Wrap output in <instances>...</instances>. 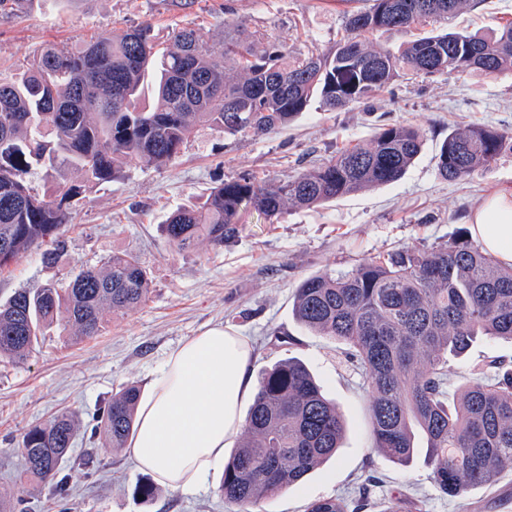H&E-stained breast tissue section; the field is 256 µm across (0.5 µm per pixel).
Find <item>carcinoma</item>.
<instances>
[{"label": "carcinoma", "instance_id": "cac0c4a2", "mask_svg": "<svg viewBox=\"0 0 512 512\" xmlns=\"http://www.w3.org/2000/svg\"><path fill=\"white\" fill-rule=\"evenodd\" d=\"M470 0H372L346 14L344 34L325 54L293 55L245 22L224 23L216 51L201 28H172L166 36L144 21L120 35L80 47L50 45L26 67L0 75V270L41 252L54 265L65 249L62 230L85 188L109 183L140 159H177L191 131L208 126L228 136L274 133L318 101L326 111L369 98L403 75L512 73V22L491 37L467 32L424 35L396 51L365 41L374 31L407 29L448 19ZM238 78L226 76L227 66ZM155 74L156 104L135 100ZM420 131L406 124L378 128L310 170L257 182L239 176L207 197L174 211L164 225L180 250L205 238L215 247L239 237L241 215L271 220L288 206L315 208L399 181L421 151ZM512 151V132L472 125L448 133L437 156L447 180L485 168ZM72 168L82 183L52 181L39 192L31 173ZM150 279L140 259L114 255L66 281L18 291L0 305V359L24 360L58 319L73 339L96 336L101 314L145 300ZM296 321L347 347L369 392L374 449L399 464L420 453L448 495L493 485L512 469V369L498 364L468 381L456 401L445 389L448 357H461L479 338L512 341V265H504L466 233L430 249L405 248L347 272L315 274L296 288ZM140 389L125 385L98 420L99 439L117 450L128 443ZM77 418L62 412L29 426L20 451L26 474L57 479L74 447ZM346 432L343 414L301 360L276 363L260 378L244 424V441L224 465L221 496L248 512L298 484L335 457ZM306 512H357L338 496Z\"/></svg>", "mask_w": 512, "mask_h": 512}]
</instances>
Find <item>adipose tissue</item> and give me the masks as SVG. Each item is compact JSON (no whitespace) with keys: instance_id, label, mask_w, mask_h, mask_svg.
Returning <instances> with one entry per match:
<instances>
[{"instance_id":"adipose-tissue-1","label":"adipose tissue","mask_w":512,"mask_h":512,"mask_svg":"<svg viewBox=\"0 0 512 512\" xmlns=\"http://www.w3.org/2000/svg\"><path fill=\"white\" fill-rule=\"evenodd\" d=\"M472 236L504 264L512 263V190L490 194L477 208ZM246 337L208 329L173 349L137 407L130 448L137 465L172 491L199 487L242 427L240 406L254 395Z\"/></svg>"}]
</instances>
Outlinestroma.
<instances>
[{
	"label": "stroma",
	"instance_id": "1",
	"mask_svg": "<svg viewBox=\"0 0 512 512\" xmlns=\"http://www.w3.org/2000/svg\"><path fill=\"white\" fill-rule=\"evenodd\" d=\"M370 5L371 0H21L0 13V72L12 73L49 44L74 47L144 20L162 36L174 25L204 29L219 47L225 19H243L292 53H325L347 11ZM509 22L512 0H481L451 20L377 31L366 39L394 50L432 30L487 34ZM387 124L412 125L422 133L420 154L396 183L314 209L289 207L271 221L244 213L243 232L221 248L201 241L181 251L162 232L173 210L201 201L225 180L243 173L262 181L285 178L367 141ZM471 125L512 130L511 74L400 78L370 101L334 112L311 106L278 134L227 136L200 127L174 162L134 160L119 178L87 190L64 232L66 248L58 264L46 265L32 252L0 270V302L113 254L138 255L150 270L151 289L137 307L106 316L96 336L74 341L56 323L23 362H0V489L19 486L24 430L70 411L80 431L61 465L67 492L46 485L25 494L24 512H238L219 493L223 464H216L200 487L173 492L153 485L152 474L136 468L127 451L103 448L95 435L97 417L113 393L135 384L149 394L170 351L221 325L248 337L255 373L288 357L304 361L347 424L336 459L301 484L254 504L252 512H305L317 499L354 498L370 478L376 484L361 512H376L378 502L391 496L412 498L416 512H512L511 472L492 487L449 496L423 458L400 465L374 453L361 376L342 345L302 329L292 314L295 290L309 276L346 271L362 259L406 246L448 244L459 230L470 229L487 196L512 188V152L463 179L441 177L442 141ZM493 362L512 367V342L473 343L448 367L449 395ZM148 483L153 491L142 495Z\"/></svg>",
	"mask_w": 512,
	"mask_h": 512
}]
</instances>
